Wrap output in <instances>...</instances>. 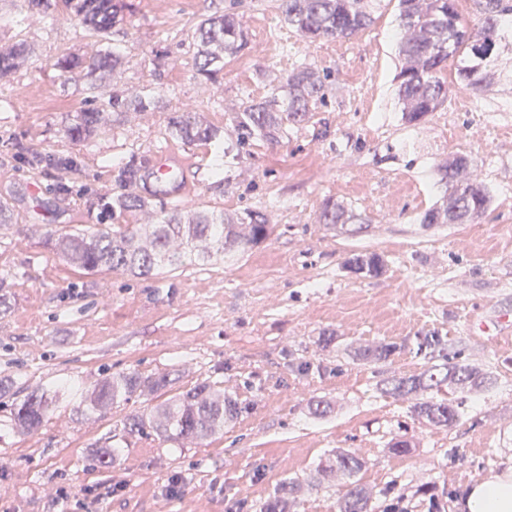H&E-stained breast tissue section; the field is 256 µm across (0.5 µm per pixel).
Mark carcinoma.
<instances>
[{
  "label": "carcinoma",
  "instance_id": "cac0c4a2",
  "mask_svg": "<svg viewBox=\"0 0 512 512\" xmlns=\"http://www.w3.org/2000/svg\"><path fill=\"white\" fill-rule=\"evenodd\" d=\"M26 8L54 20L61 10L75 19L97 45L96 52L84 56L69 52L60 56L55 68L64 81L74 80L87 94L89 107L81 109L66 129L71 141L106 133L125 124L132 112H144L155 105L151 95L130 97L117 85L107 84L110 74L121 70L126 53L112 35L122 29L125 18L119 0H25ZM379 0H280L279 8L288 26L308 40L350 41L374 22ZM457 0H397L399 37L396 50L399 70L395 76L396 95L403 119L421 121L438 111L448 101V72L454 83L474 94L487 92L497 77L511 80L501 68L499 48L505 34L512 31V0H473L477 22L462 24ZM246 36L240 16L228 9L218 16H208L198 25L196 75L213 80L224 70V57L236 53ZM34 51L25 39L10 49L0 51V81L9 79ZM329 73L316 66H302L286 81L273 88L270 95L251 100L234 117L236 146L264 139L277 142L288 131L309 119V114L324 99ZM168 134L187 143L199 140L224 143V134L208 125L198 112H175L166 126ZM14 155L24 159L33 170L59 167L76 168L70 157L45 153L20 143L10 146ZM470 165L464 154H456L437 167L440 181L448 186L441 200L420 217L422 224H476L491 207L489 188L461 174ZM143 166L131 161L112 167L115 192L98 199V207L107 221L93 228L53 231L48 244L80 273L93 275L103 270L122 271L134 277H148L155 271L181 265L192 257L204 262L224 258L244 250L270 235V224L260 211L245 209L234 215L197 211L182 214L176 206L161 208L151 224H123L121 219L133 211L150 208L152 202L138 193ZM344 207L327 203L319 215L321 224H344ZM356 271L376 273L382 268L379 256L357 255L347 261ZM398 350L395 344L366 349L362 357L378 361ZM169 374L142 375L130 372L106 375L91 388L74 381L61 390L33 391L13 405L10 426L23 433L42 427L49 418L60 392H65L80 413L105 410L134 397L154 396L171 391ZM491 379L476 369L459 363L435 366L408 377L394 378L387 393L408 396L421 390L446 385L453 389L485 387ZM238 400L224 396L208 382L178 392L158 404L152 413H137L125 424L130 434L152 431L166 439L183 443H201L224 433V422L238 414ZM415 412L436 427L459 423V403L452 399H428L415 404ZM361 460L352 451L336 454V469L349 482L339 501V512H368L369 496L356 479ZM294 484L284 483L266 502L263 512H288V494Z\"/></svg>",
  "mask_w": 512,
  "mask_h": 512
}]
</instances>
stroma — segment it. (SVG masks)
<instances>
[{"mask_svg":"<svg viewBox=\"0 0 512 512\" xmlns=\"http://www.w3.org/2000/svg\"><path fill=\"white\" fill-rule=\"evenodd\" d=\"M130 48L117 78L126 94L155 95L156 107L108 134L69 141L65 129L84 106L79 84H64L54 63L91 50L68 15L53 27L0 0V50L27 39L35 51L0 84V275L10 299L0 307V512H261L280 484L298 480L290 512H337L345 492L319 463L350 450L362 462L370 512H458L455 503L490 472L512 466V346L481 317L512 312V86L461 91L417 123H406L394 76L396 0H382L374 24L345 42L304 40L288 27L280 0H126ZM235 8L247 45L215 80L197 77L194 32L213 13ZM311 64L330 78L325 102L277 143L255 141L239 158L214 143L169 138L175 110L203 113L236 139L239 107L268 94L293 69ZM20 142L72 157L78 171L38 172L4 150ZM186 165L184 210L266 214L265 241L201 266L146 278L119 271L82 276L46 243L48 232L97 221V197L112 189V165H144L155 151ZM471 160L493 203L477 224H423L445 192L436 167L449 155ZM69 181L70 192L50 196ZM39 182L40 199L26 187ZM357 215L354 224H320L326 202ZM379 255V273L346 265ZM441 336L448 353L487 373L494 388L424 391L458 398L452 428L413 411L415 396L384 393L386 381L421 373L443 359L418 351L416 338ZM394 343L389 359L363 349ZM169 372L174 391L207 381L243 410L223 434L178 448L161 437L129 435L126 419L154 406L143 397L100 414L60 401L38 431L5 422L17 395L103 374ZM322 401L323 415L311 411ZM408 441L410 451L393 445ZM117 445L112 468L87 463L93 446ZM180 488L168 495L171 478Z\"/></svg>","mask_w":512,"mask_h":512,"instance_id":"obj_1","label":"stroma"}]
</instances>
